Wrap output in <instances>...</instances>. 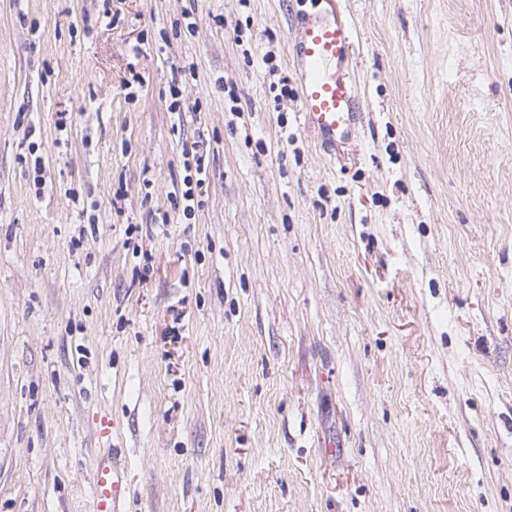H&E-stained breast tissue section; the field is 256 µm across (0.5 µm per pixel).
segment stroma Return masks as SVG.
<instances>
[{"instance_id":"stroma-1","label":"stroma","mask_w":512,"mask_h":512,"mask_svg":"<svg viewBox=\"0 0 512 512\" xmlns=\"http://www.w3.org/2000/svg\"><path fill=\"white\" fill-rule=\"evenodd\" d=\"M110 457L123 512H512V0H0V512ZM353 52L351 25L328 11L305 15L290 44L303 125L326 154L353 135L359 120L355 83L341 68Z\"/></svg>"}]
</instances>
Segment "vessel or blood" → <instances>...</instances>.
Listing matches in <instances>:
<instances>
[{"label": "vessel or blood", "instance_id": "1", "mask_svg": "<svg viewBox=\"0 0 512 512\" xmlns=\"http://www.w3.org/2000/svg\"><path fill=\"white\" fill-rule=\"evenodd\" d=\"M353 52L351 25L329 12L304 16L290 44L303 125L326 153L348 140L359 120L356 86L343 70ZM125 491L123 468L109 460L99 463L93 477V512H120Z\"/></svg>", "mask_w": 512, "mask_h": 512}]
</instances>
